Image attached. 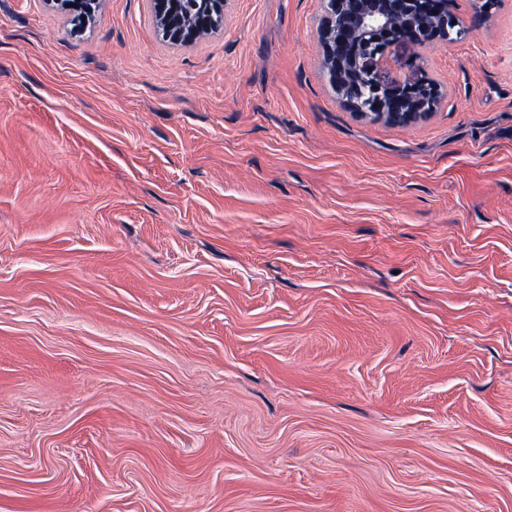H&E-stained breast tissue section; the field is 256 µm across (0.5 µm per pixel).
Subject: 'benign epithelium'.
I'll use <instances>...</instances> for the list:
<instances>
[{
  "mask_svg": "<svg viewBox=\"0 0 512 512\" xmlns=\"http://www.w3.org/2000/svg\"><path fill=\"white\" fill-rule=\"evenodd\" d=\"M153 2L160 27L175 41L210 33L223 19L224 0H208L206 10L187 20L175 15V0ZM465 31L445 0H323L318 39L325 74L344 105L408 123L435 111L441 90L427 77H389V60L408 50L404 65L418 69L420 50Z\"/></svg>",
  "mask_w": 512,
  "mask_h": 512,
  "instance_id": "7a95c632",
  "label": "benign epithelium"
}]
</instances>
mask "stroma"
I'll list each match as a JSON object with an SVG mask.
<instances>
[{
  "instance_id": "stroma-1",
  "label": "stroma",
  "mask_w": 512,
  "mask_h": 512,
  "mask_svg": "<svg viewBox=\"0 0 512 512\" xmlns=\"http://www.w3.org/2000/svg\"><path fill=\"white\" fill-rule=\"evenodd\" d=\"M364 117L321 0H0V512H512V0ZM207 9L197 17L187 20L177 17L174 11L175 0H153L155 13L161 28L167 31L165 37L174 41L196 38L215 30L223 19V0H205Z\"/></svg>"
}]
</instances>
